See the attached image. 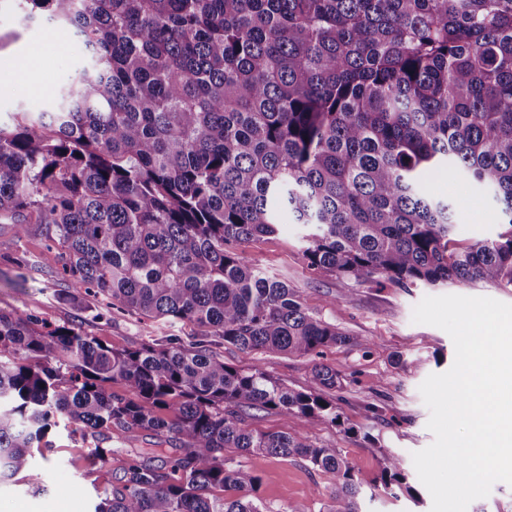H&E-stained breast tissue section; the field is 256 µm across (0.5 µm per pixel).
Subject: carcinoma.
<instances>
[{"label":"carcinoma","instance_id":"obj_1","mask_svg":"<svg viewBox=\"0 0 512 512\" xmlns=\"http://www.w3.org/2000/svg\"><path fill=\"white\" fill-rule=\"evenodd\" d=\"M24 2L82 61L55 111L0 125V224L55 248L73 287L202 339L115 349L82 322L0 309V481L45 490L33 450L62 422L102 466L120 435L150 429L170 455L126 459L94 512H264L226 448L331 471L326 512H359L337 449L246 422L280 409L340 423L339 373L315 363L293 388L209 349L318 356L355 339L230 244L276 233L286 209L316 274L512 286V0ZM443 167L493 193L505 232L456 244L452 204L423 182ZM117 380L127 394L107 391ZM381 480L402 485L396 455Z\"/></svg>","mask_w":512,"mask_h":512}]
</instances>
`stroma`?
<instances>
[{"instance_id": "stroma-1", "label": "stroma", "mask_w": 512, "mask_h": 512, "mask_svg": "<svg viewBox=\"0 0 512 512\" xmlns=\"http://www.w3.org/2000/svg\"><path fill=\"white\" fill-rule=\"evenodd\" d=\"M81 60L75 43L47 18L27 22L17 0L0 5V75L20 70L35 72L43 91L17 84L0 87V123L11 124L20 112L51 108L58 91ZM425 186L439 198L450 200L458 238L470 243L495 237L501 229L499 206L477 183L442 173L426 179ZM301 228L281 217L277 234L245 244V252L262 268L298 289L305 306L323 320L336 324L352 337L349 345L326 350L322 361L336 369L342 381L337 403L341 422L313 426L283 410L252 413L249 428L266 433L306 434L338 449L354 469L364 493L360 512H431L432 499L418 478L412 455L429 446V410L419 387L431 374L447 371L455 348L440 328L412 320L414 307L427 296L462 295L490 297L512 304V288L477 282L407 288L369 282L343 284L333 275L306 269L300 252ZM33 259L31 269L13 264L18 252ZM55 250L41 238L16 240L9 225L0 224V308L16 309L38 318L63 323L83 318L89 333L115 349L130 348L160 336L194 341L197 329L189 323L172 326L138 315L107 311L102 297L73 288L57 273ZM225 363L257 365L294 388L306 385L315 359L311 356L257 351L243 355L229 346H214ZM49 459L34 457L46 492H32L23 477L0 483V512H90L110 485L120 477L126 458L155 460L163 455L162 436L150 430L124 434L122 451L104 466L89 464L90 444L80 434L59 429L53 437ZM396 453L404 483L386 490L381 470L387 453ZM224 456L241 463L259 478L256 495L267 512H288L303 505L308 512H326L336 490V476L315 470L300 458L266 454Z\"/></svg>"}]
</instances>
